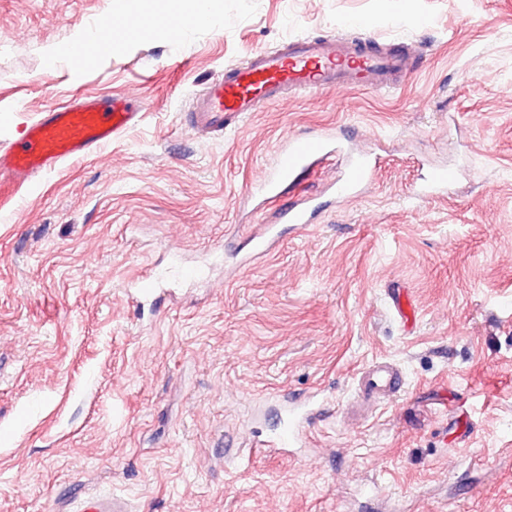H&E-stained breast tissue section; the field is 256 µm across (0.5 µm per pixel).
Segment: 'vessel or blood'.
<instances>
[{"label": "vessel or blood", "instance_id": "1", "mask_svg": "<svg viewBox=\"0 0 512 512\" xmlns=\"http://www.w3.org/2000/svg\"><path fill=\"white\" fill-rule=\"evenodd\" d=\"M418 54L409 44L377 52L364 36L296 37L271 49H255L195 94L187 111L189 125L201 134L223 133L235 129L264 104L289 95L344 88L386 89L413 74ZM142 117L137 99L126 94L109 99L75 97L38 113L19 140L0 148V212H12L16 198L42 176L66 162L97 153L136 127ZM341 151V140L328 127L288 135L276 144L262 180L246 194L261 204L275 206L278 223L306 227L314 214L311 196L301 195L282 207L278 201L283 189ZM378 166V158L366 150L347 156L330 187L339 199L351 198L373 182ZM456 180L453 167L435 165L410 193L418 199L445 195ZM199 275L198 268L185 265L144 274L138 276L130 294L136 300L147 299L162 280L192 281ZM398 389L392 365L377 360L368 366L358 396L373 407Z\"/></svg>", "mask_w": 512, "mask_h": 512}]
</instances>
